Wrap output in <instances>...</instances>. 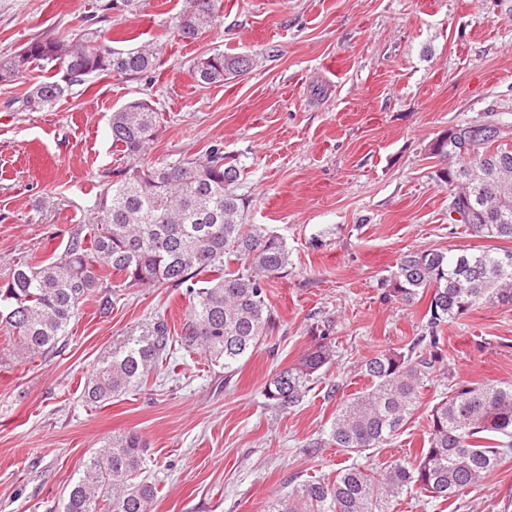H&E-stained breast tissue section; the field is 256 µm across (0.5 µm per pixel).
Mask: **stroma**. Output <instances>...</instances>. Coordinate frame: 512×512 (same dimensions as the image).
<instances>
[{
    "mask_svg": "<svg viewBox=\"0 0 512 512\" xmlns=\"http://www.w3.org/2000/svg\"><path fill=\"white\" fill-rule=\"evenodd\" d=\"M97 0H0V57L53 34L79 38ZM182 0H139L99 27L160 49L155 72L100 76L39 112L18 101L41 78L0 83V276L13 261L61 257L97 223L99 180L120 166L109 119L143 98L159 114L148 160L222 144L244 171L247 221L284 237L287 276L267 282L268 341L232 375L175 349L172 369L104 405L88 376L156 323L180 335V288H130L108 314L81 304L58 351L22 360L0 330V512H62L83 460L129 432L149 446L155 512H265L302 481L358 462L413 461L445 374L512 384V307L470 311L442 331L443 361L402 432L351 457L309 454L341 397L362 391L361 361L421 332L425 303L383 300L380 282L417 249L480 246L448 214L432 143L449 127L494 121L512 133V0H222L197 40L175 37ZM244 54L249 73L192 79L193 60ZM330 324L336 362L288 412L267 409L265 382L295 364ZM339 393H332V385ZM393 512H512V453L476 486L443 501L402 495Z\"/></svg>",
    "mask_w": 512,
    "mask_h": 512,
    "instance_id": "obj_1",
    "label": "stroma"
}]
</instances>
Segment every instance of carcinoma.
<instances>
[{
    "label": "carcinoma",
    "mask_w": 512,
    "mask_h": 512,
    "mask_svg": "<svg viewBox=\"0 0 512 512\" xmlns=\"http://www.w3.org/2000/svg\"><path fill=\"white\" fill-rule=\"evenodd\" d=\"M221 0H183L174 33L195 40L214 21ZM158 49L112 48V38L88 29L78 39L36 38L0 59V82L37 69L44 79L22 99L25 112H39L68 96L90 75L144 76L154 71ZM251 58L222 51L192 64L201 86L246 74ZM68 72L69 79L61 78ZM158 112L134 99L110 120L112 147L123 165L104 172L98 224L90 241L76 233L61 261L13 262L0 278V326L19 353L47 357L60 346L80 303L95 296L102 314L112 310L121 288H186L188 313L181 346L200 349L232 373L263 344L274 320L265 285L287 273L288 247L264 224L246 223L247 200L236 193L243 171L219 145L174 161L145 162L158 133ZM461 149L456 135L438 138L433 154L444 167L439 180L448 196L473 207L469 234L512 242V144L506 131L482 122ZM118 280H111L112 276ZM383 298L413 307L426 298L425 325L406 350H378L361 373L369 386L337 405L326 436L307 444L315 454L333 445L350 454L380 448L399 435L414 414L424 382L441 359L442 326L478 308L512 305V248L420 249L403 254L382 282ZM174 337L165 324L101 363L84 385L83 398L104 405L144 382L169 357ZM336 361L330 326L315 329L314 343L263 389L267 405L286 412L303 400L319 372ZM148 452L131 433L91 455L70 485L62 512H152L156 487L137 480ZM512 452V384L448 380V390L428 417L427 445L411 462L375 470L352 463L336 476L304 481L269 512H389L412 491L448 500L461 496Z\"/></svg>",
    "instance_id": "1"
}]
</instances>
